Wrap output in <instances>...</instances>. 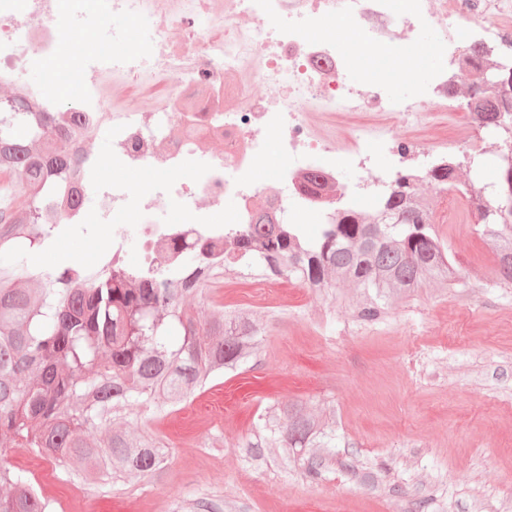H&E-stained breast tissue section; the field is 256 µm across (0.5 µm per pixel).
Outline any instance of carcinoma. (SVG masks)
Listing matches in <instances>:
<instances>
[{"label":"carcinoma","instance_id":"carcinoma-1","mask_svg":"<svg viewBox=\"0 0 512 512\" xmlns=\"http://www.w3.org/2000/svg\"><path fill=\"white\" fill-rule=\"evenodd\" d=\"M497 95L483 85L471 99L487 128L512 122V65L501 70ZM0 112V252L21 262L0 266V440L58 459L76 458L84 482L129 480L162 469L167 456L149 436H136L114 418L141 402L165 411L188 401L215 378L236 372L257 357L258 319L216 303L198 312L192 302L224 286L229 269H249L274 280H296L319 293H336L349 282L358 298L343 297L363 322L386 314L393 297H410L437 283L457 285V266L437 233L425 203L399 175L375 211H338L305 246L284 225L261 214L230 255L207 268L184 260L167 278L134 274L107 263L89 272L61 261L44 274L28 262L50 246L43 226L60 225L51 193L68 181L76 158L60 141L72 119L65 112H38L10 99ZM430 182H457V167L432 169ZM512 162L477 207L482 235L497 258L500 281L512 283ZM105 437H84L94 431ZM248 448L336 447L330 418L302 403L272 408L259 419ZM0 512H51L52 505L21 471L0 467Z\"/></svg>","mask_w":512,"mask_h":512}]
</instances>
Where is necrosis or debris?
Wrapping results in <instances>:
<instances>
[{
	"mask_svg": "<svg viewBox=\"0 0 512 512\" xmlns=\"http://www.w3.org/2000/svg\"><path fill=\"white\" fill-rule=\"evenodd\" d=\"M85 1L0 0V93L41 112L76 113L78 178L94 202L66 209L65 217L105 228L119 265L136 236L140 268L156 273L193 241L226 248L258 211L295 229L305 213L327 219L383 195L397 173L422 186L431 149L442 163L481 150L476 112L455 101L466 53L476 44L496 57L512 44V0H89L93 47L59 71L55 63L84 22ZM115 18L128 20L138 38L114 30ZM336 19L395 53L404 34L437 32L438 64L414 100L389 95L397 71L375 67L363 82L351 78L343 47L318 37ZM27 71L40 81L21 80ZM59 82L68 90L64 103L46 92ZM267 86L276 96L264 94ZM122 87L142 89L135 105L119 95ZM359 114L368 122H356ZM340 115L354 120L343 139ZM445 123L454 137L435 135L434 126ZM394 125L404 135L392 134ZM103 139L109 151L100 155L94 147ZM214 140L219 148L206 150ZM271 145L276 166L267 186L258 183L255 163ZM382 155L387 164L379 163ZM111 167L149 178L122 182L109 177ZM343 167L355 182L339 180ZM313 173L328 187L319 198L302 191Z\"/></svg>",
	"mask_w": 512,
	"mask_h": 512,
	"instance_id": "1",
	"label": "necrosis or debris"
}]
</instances>
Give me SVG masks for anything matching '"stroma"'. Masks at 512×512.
<instances>
[{"instance_id":"obj_1","label":"stroma","mask_w":512,"mask_h":512,"mask_svg":"<svg viewBox=\"0 0 512 512\" xmlns=\"http://www.w3.org/2000/svg\"><path fill=\"white\" fill-rule=\"evenodd\" d=\"M461 166L460 184L421 188L456 261L459 283L428 285L388 302L384 318L357 319L344 296L289 283L266 322L255 360L191 401L158 412L134 405L135 433L152 435L167 462L131 483L85 484L69 461L29 448L0 451L26 472L54 512H512V286L499 283L482 226L461 206L469 180H498L496 130ZM106 232L76 224L40 265L91 262ZM302 402L336 410V445L284 461L245 441L268 406ZM321 472L308 476L311 458Z\"/></svg>"}]
</instances>
